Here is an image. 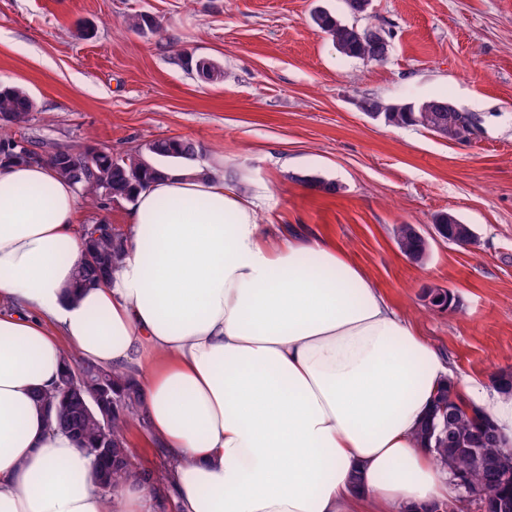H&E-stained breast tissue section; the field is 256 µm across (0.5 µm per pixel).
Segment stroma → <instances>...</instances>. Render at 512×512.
Returning a JSON list of instances; mask_svg holds the SVG:
<instances>
[{"label":"stroma","mask_w":512,"mask_h":512,"mask_svg":"<svg viewBox=\"0 0 512 512\" xmlns=\"http://www.w3.org/2000/svg\"><path fill=\"white\" fill-rule=\"evenodd\" d=\"M324 8L350 17L343 0H0V84L38 104L10 133L47 154L193 140L243 180L271 233L335 242L455 373L490 381L512 368V0H372L357 23L386 31L381 63L339 53L311 21ZM140 13L162 34L129 30ZM186 54L223 80L201 82ZM365 97L448 100L474 134L385 125ZM446 212L474 243L432 239L406 259L394 225L430 236ZM432 287L456 309H432Z\"/></svg>","instance_id":"stroma-1"}]
</instances>
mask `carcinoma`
I'll use <instances>...</instances> for the list:
<instances>
[{"label": "carcinoma", "mask_w": 512, "mask_h": 512, "mask_svg": "<svg viewBox=\"0 0 512 512\" xmlns=\"http://www.w3.org/2000/svg\"><path fill=\"white\" fill-rule=\"evenodd\" d=\"M313 23L328 34L336 49L348 56L366 59L379 55L382 47L374 45L366 32L373 27L349 24L336 15L320 10L313 14ZM135 31L162 32L159 23L149 15L139 14L129 20ZM360 109L379 114V120L392 127L420 126L427 130L440 128V135L454 141L465 140L471 134L468 117L444 99H429L415 103L387 102L364 98ZM37 103L17 85H0V125H26ZM201 154V147L190 139L159 138L126 155L95 146H78L70 150V158H60L56 152L47 157L55 171L80 189V196L93 204L105 200L134 203L140 190L161 173L165 165L192 168ZM400 252L410 261L420 262L427 242L413 224H397L393 229ZM80 236L88 245L93 260L81 258L77 279L86 285L99 282L102 276L122 259L125 238L121 228L105 220L84 224ZM424 297L439 311L454 308L449 290L429 288ZM81 380L76 389L62 399L69 375L52 389L39 394L40 400L53 409V425L75 437L86 455L98 459V449L108 450L107 465L95 472L96 482L112 491L129 481L167 480L166 472L129 469L128 425H145L138 411L139 394L135 379L121 371L105 369L89 361H74ZM491 381L503 394L512 396V371L501 369ZM426 448L451 476L463 480L471 495L488 496L485 512H512V476L501 468L506 452L493 421L477 409L463 408L453 393L441 389L435 397L431 419L418 432Z\"/></svg>", "instance_id": "cac0c4a2"}]
</instances>
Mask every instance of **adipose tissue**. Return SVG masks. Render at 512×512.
<instances>
[{"instance_id": "adipose-tissue-1", "label": "adipose tissue", "mask_w": 512, "mask_h": 512, "mask_svg": "<svg viewBox=\"0 0 512 512\" xmlns=\"http://www.w3.org/2000/svg\"><path fill=\"white\" fill-rule=\"evenodd\" d=\"M79 196L0 166V512H427L454 493L417 439L449 388L512 446V397L454 376L336 244L275 236L217 167H171L126 254L74 284ZM132 374L169 481L98 489L38 400L66 362Z\"/></svg>"}]
</instances>
